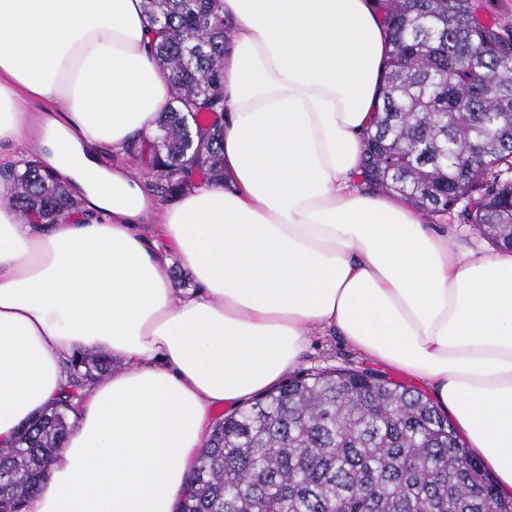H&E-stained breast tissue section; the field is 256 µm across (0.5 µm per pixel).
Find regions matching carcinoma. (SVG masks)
<instances>
[{
	"instance_id": "carcinoma-1",
	"label": "carcinoma",
	"mask_w": 512,
	"mask_h": 512,
	"mask_svg": "<svg viewBox=\"0 0 512 512\" xmlns=\"http://www.w3.org/2000/svg\"><path fill=\"white\" fill-rule=\"evenodd\" d=\"M391 49L381 111L364 133L362 177L428 217L472 225L512 248V25L486 21L479 0H376ZM154 59L174 94L157 135L126 150L173 197L191 180L224 179L221 0H144ZM9 201L57 224L78 212L68 184L37 159L7 164ZM112 360L83 353L62 397L0 447V512H27L74 408ZM178 512H512L454 425L419 392L348 369L295 376L219 418Z\"/></svg>"
}]
</instances>
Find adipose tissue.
Wrapping results in <instances>:
<instances>
[{
    "label": "adipose tissue",
    "instance_id": "obj_1",
    "mask_svg": "<svg viewBox=\"0 0 512 512\" xmlns=\"http://www.w3.org/2000/svg\"><path fill=\"white\" fill-rule=\"evenodd\" d=\"M222 3L224 180L161 206L89 151L151 136L171 98L143 0H0V144L23 158L27 102L53 104L47 162L86 206L32 224L0 184V447L57 397L65 357L120 361L28 512H175L211 412L277 385L329 329L425 381L512 496V249H455L360 188L389 49L373 0ZM176 259L195 283L180 295Z\"/></svg>",
    "mask_w": 512,
    "mask_h": 512
}]
</instances>
